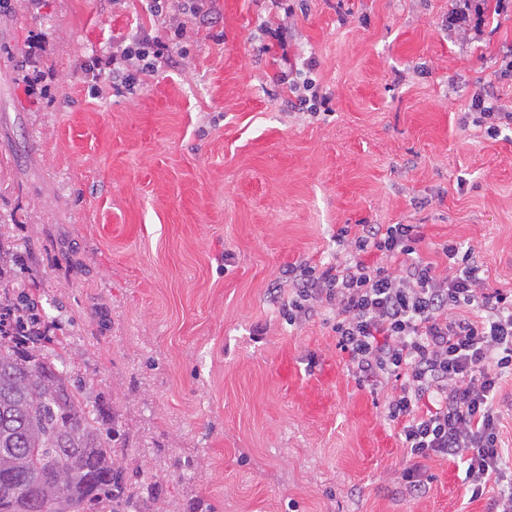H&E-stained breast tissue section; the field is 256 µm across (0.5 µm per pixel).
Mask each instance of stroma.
Here are the masks:
<instances>
[{"label": "stroma", "instance_id": "obj_1", "mask_svg": "<svg viewBox=\"0 0 512 512\" xmlns=\"http://www.w3.org/2000/svg\"><path fill=\"white\" fill-rule=\"evenodd\" d=\"M210 0L136 91L84 77L162 36L140 0H0V293L25 286L104 423L130 436L140 512H490L464 467L409 498L387 392L359 386L330 312L292 327L289 265L343 224L475 245L512 289V0ZM284 48L271 47L268 26ZM325 103L274 78L281 53ZM472 107L476 113L480 116L476 119V122L481 126L482 123L488 122L490 125L488 126L486 133L488 135L495 136L498 133H501L500 124L503 126L512 129V113L511 112H499L500 107L497 104V101L494 99H487L485 97H477L474 102H472ZM479 111V112H478Z\"/></svg>", "mask_w": 512, "mask_h": 512}]
</instances>
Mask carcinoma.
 Here are the masks:
<instances>
[{"instance_id": "1", "label": "carcinoma", "mask_w": 512, "mask_h": 512, "mask_svg": "<svg viewBox=\"0 0 512 512\" xmlns=\"http://www.w3.org/2000/svg\"><path fill=\"white\" fill-rule=\"evenodd\" d=\"M38 320L26 289L0 295V309ZM50 344L63 360L62 337L0 342V512H85L110 505L137 508V492L118 430H105L88 409L85 385L43 353Z\"/></svg>"}]
</instances>
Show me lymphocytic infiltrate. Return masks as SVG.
<instances>
[{
  "label": "lymphocytic infiltrate",
  "instance_id": "1",
  "mask_svg": "<svg viewBox=\"0 0 512 512\" xmlns=\"http://www.w3.org/2000/svg\"><path fill=\"white\" fill-rule=\"evenodd\" d=\"M167 18L171 35L113 44L86 76L133 83L171 62L184 16L205 13L207 0H147ZM348 259L328 266L304 263L287 271V288L271 292L289 325L331 310L336 346L360 385L388 392L386 417L406 452L398 479L409 494L426 484L418 460L465 464L471 500L493 493L494 512H512V455L500 435L497 398L512 376V290L491 286L476 247L451 241L446 267L419 254L415 224H345ZM376 254L367 262L365 254Z\"/></svg>",
  "mask_w": 512,
  "mask_h": 512
}]
</instances>
